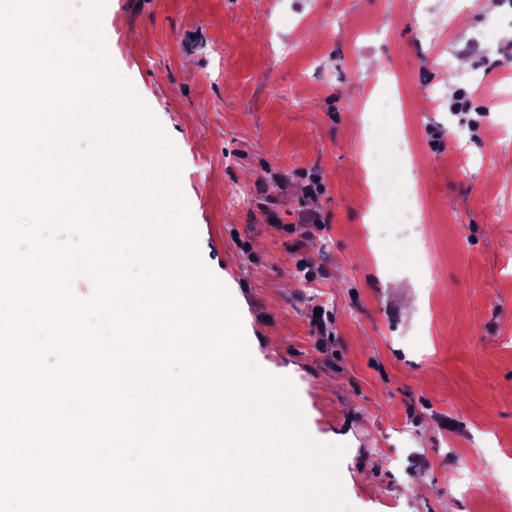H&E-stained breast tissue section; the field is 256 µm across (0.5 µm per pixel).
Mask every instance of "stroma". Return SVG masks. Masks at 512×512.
<instances>
[{
	"instance_id": "35a3bbf8",
	"label": "stroma",
	"mask_w": 512,
	"mask_h": 512,
	"mask_svg": "<svg viewBox=\"0 0 512 512\" xmlns=\"http://www.w3.org/2000/svg\"><path fill=\"white\" fill-rule=\"evenodd\" d=\"M410 2L105 0L101 22L183 163L253 364L291 380L314 439L345 446L356 512H512V30L486 50L457 27L494 22L483 0H418L432 41ZM384 85L417 224L383 223L370 195ZM462 91L470 111H451Z\"/></svg>"
}]
</instances>
